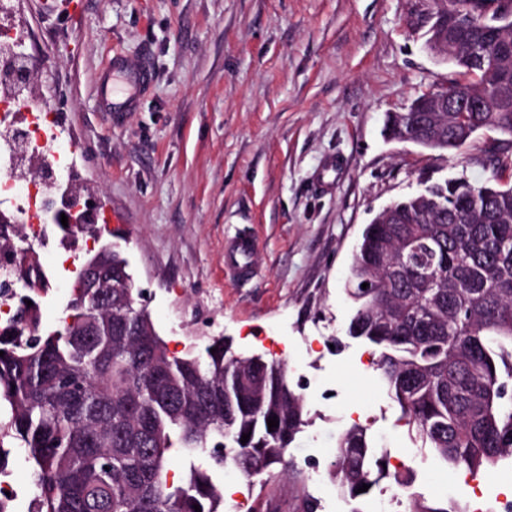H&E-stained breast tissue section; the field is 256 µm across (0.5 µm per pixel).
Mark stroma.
Instances as JSON below:
<instances>
[{
	"label": "stroma",
	"mask_w": 512,
	"mask_h": 512,
	"mask_svg": "<svg viewBox=\"0 0 512 512\" xmlns=\"http://www.w3.org/2000/svg\"><path fill=\"white\" fill-rule=\"evenodd\" d=\"M10 0L0 19L22 36L33 67L25 95L57 114L76 190L94 197L108 231L97 241L37 248L56 286L41 297L42 325L64 315L76 269L112 242L134 285L147 290L154 327L175 355L215 336L244 357L286 363L306 381L308 424L267 481L228 467L217 475L224 512H265L306 494L317 512H404V493L383 482L353 500L332 478L313 485L308 461L335 457L336 437L366 428L393 461L413 467L414 497L486 507L512 495V463L470 474L420 447L375 367L372 347L347 337L355 305L346 282L361 232L393 200L418 192L422 172L479 182L500 138L477 133L437 154L383 135L386 116L447 85L456 66L424 47L412 20L418 0ZM150 69L134 108L103 112L97 80L108 54ZM258 242L256 275L224 269L227 238ZM336 385L334 401L316 387Z\"/></svg>",
	"instance_id": "obj_1"
}]
</instances>
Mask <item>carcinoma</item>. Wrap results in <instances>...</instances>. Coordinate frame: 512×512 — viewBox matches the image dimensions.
<instances>
[{"instance_id": "carcinoma-1", "label": "carcinoma", "mask_w": 512, "mask_h": 512, "mask_svg": "<svg viewBox=\"0 0 512 512\" xmlns=\"http://www.w3.org/2000/svg\"><path fill=\"white\" fill-rule=\"evenodd\" d=\"M421 4L427 42L465 77L448 83V97L480 94L485 111L395 113L385 134L438 152L483 130L505 139L485 181H430L364 227L348 336L379 352L376 369L421 447L476 474L512 461V185L501 183L512 168V29L482 17L479 0ZM14 237L0 234V252L36 275L0 332V468L12 452L5 439L20 441L33 475L29 512H224L217 470L273 478L272 466L287 465L307 411L283 363L243 358L222 336L198 354H171L127 286L125 259L108 249L94 255L109 274L107 296L86 287L84 263L65 317L44 329L36 297L47 279ZM390 458L355 425L337 439L332 478L353 498L364 484L410 486L413 471L391 469ZM274 512H314V502L281 499ZM408 512L464 510L423 501Z\"/></svg>"}]
</instances>
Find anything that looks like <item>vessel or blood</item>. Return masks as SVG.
I'll use <instances>...</instances> for the list:
<instances>
[{
  "instance_id": "vessel-or-blood-1",
  "label": "vessel or blood",
  "mask_w": 512,
  "mask_h": 512,
  "mask_svg": "<svg viewBox=\"0 0 512 512\" xmlns=\"http://www.w3.org/2000/svg\"><path fill=\"white\" fill-rule=\"evenodd\" d=\"M148 79L145 67L132 65L121 55H113L100 75V98L104 111L122 112L132 107ZM256 250L257 241L253 237L229 239L224 245L225 270L241 279L249 277Z\"/></svg>"
}]
</instances>
